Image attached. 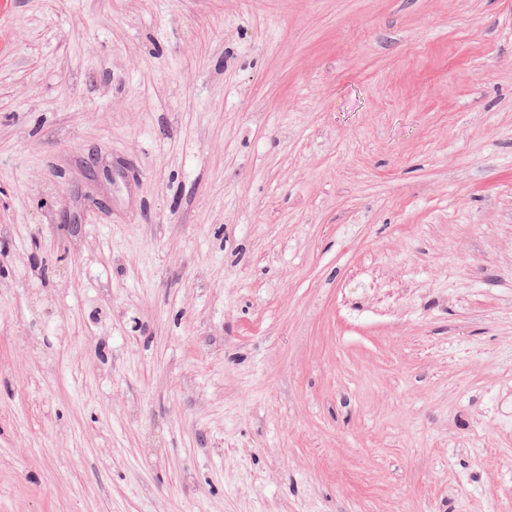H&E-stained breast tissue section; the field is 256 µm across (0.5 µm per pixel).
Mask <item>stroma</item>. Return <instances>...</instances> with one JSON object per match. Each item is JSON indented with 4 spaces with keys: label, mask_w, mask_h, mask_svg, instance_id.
I'll use <instances>...</instances> for the list:
<instances>
[{
    "label": "stroma",
    "mask_w": 512,
    "mask_h": 512,
    "mask_svg": "<svg viewBox=\"0 0 512 512\" xmlns=\"http://www.w3.org/2000/svg\"><path fill=\"white\" fill-rule=\"evenodd\" d=\"M0 512H512V0H9Z\"/></svg>",
    "instance_id": "obj_1"
}]
</instances>
